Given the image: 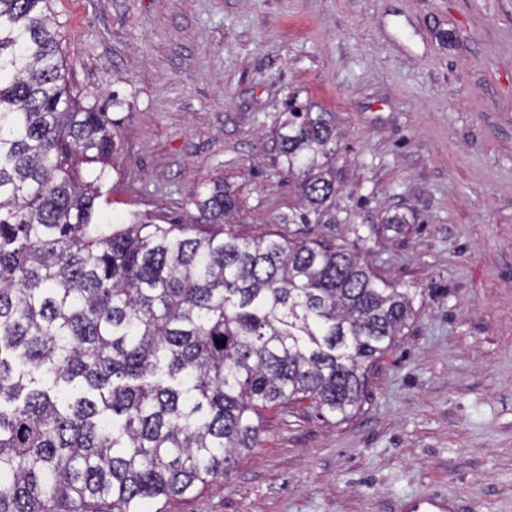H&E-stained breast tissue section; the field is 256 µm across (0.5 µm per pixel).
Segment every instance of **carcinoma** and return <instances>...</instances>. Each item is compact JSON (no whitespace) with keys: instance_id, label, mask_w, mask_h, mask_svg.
<instances>
[{"instance_id":"obj_1","label":"carcinoma","mask_w":512,"mask_h":512,"mask_svg":"<svg viewBox=\"0 0 512 512\" xmlns=\"http://www.w3.org/2000/svg\"><path fill=\"white\" fill-rule=\"evenodd\" d=\"M60 38L49 0H0V512H146L228 477L265 410L352 418L416 295L340 246L240 239L222 180L193 196L210 230L97 223L116 133L61 84ZM334 140L288 105L309 208L284 222L328 212Z\"/></svg>"}]
</instances>
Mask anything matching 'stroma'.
I'll use <instances>...</instances> for the list:
<instances>
[{
    "label": "stroma",
    "instance_id": "1",
    "mask_svg": "<svg viewBox=\"0 0 512 512\" xmlns=\"http://www.w3.org/2000/svg\"><path fill=\"white\" fill-rule=\"evenodd\" d=\"M65 81L117 133L100 223L194 231L223 179L242 238L344 246L416 315L336 422L264 412L225 480L164 512H399L442 491L512 512V0H52ZM327 113L332 224H285L300 179L272 130ZM401 231L357 240L394 214Z\"/></svg>",
    "mask_w": 512,
    "mask_h": 512
}]
</instances>
